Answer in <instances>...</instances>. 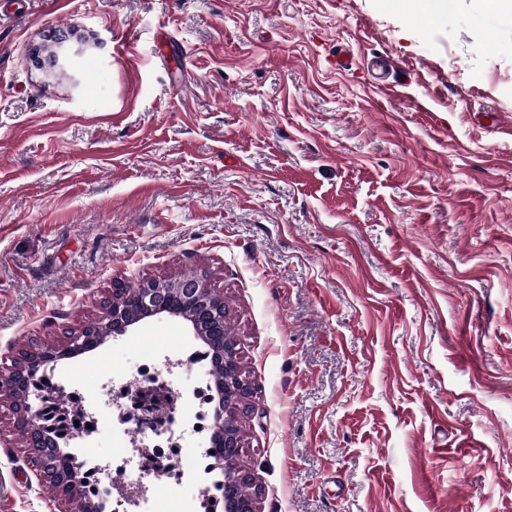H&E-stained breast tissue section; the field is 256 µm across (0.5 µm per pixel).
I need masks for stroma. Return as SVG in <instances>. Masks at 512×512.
Wrapping results in <instances>:
<instances>
[{"label":"stroma","instance_id":"obj_1","mask_svg":"<svg viewBox=\"0 0 512 512\" xmlns=\"http://www.w3.org/2000/svg\"><path fill=\"white\" fill-rule=\"evenodd\" d=\"M186 277L251 386L257 512H512V14L0 0V363L99 321L113 281ZM201 345L156 316L47 374L92 412L150 364L189 436ZM71 507L0 402V512Z\"/></svg>","mask_w":512,"mask_h":512}]
</instances>
